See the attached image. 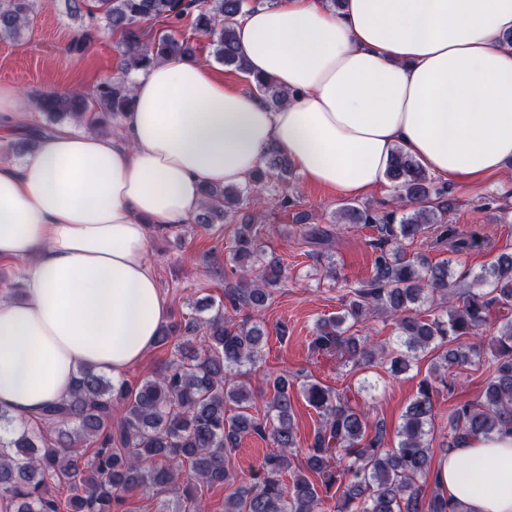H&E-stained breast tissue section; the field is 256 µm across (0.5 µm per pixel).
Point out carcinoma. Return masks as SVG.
Wrapping results in <instances>:
<instances>
[{
    "label": "carcinoma",
    "instance_id": "carcinoma-1",
    "mask_svg": "<svg viewBox=\"0 0 512 512\" xmlns=\"http://www.w3.org/2000/svg\"><path fill=\"white\" fill-rule=\"evenodd\" d=\"M96 2L105 27L122 34L127 72L192 56L187 39L165 33L144 46L138 29L147 20L176 29L191 15L195 34L215 38L216 59L249 74L237 43L236 17L265 0ZM35 7V0H0V34L20 35ZM252 84L273 108L286 100L270 78ZM36 104L53 121H86L90 129L104 131L133 110L134 98L127 84L104 81L92 93L45 92ZM291 174L288 157L269 148L247 185L205 188V203L192 223L208 228L222 219L232 222L242 207L262 204L270 190L277 194L276 206L287 209L293 206L286 186ZM386 176L394 184L397 205L382 211L348 202L336 212V224H364L377 232L371 242L373 275L351 292L340 311L319 319L312 346L341 355L353 369L387 357L396 374L434 354L431 375L407 405L396 441L346 393L307 380L302 392L319 421L307 448L300 449L293 382L286 373L266 377L263 418L249 413L253 392L240 376L260 361L266 337L254 314L266 309L285 269L261 242L252 217L242 214L227 258L241 271L239 283L224 289V302L216 306L205 298L198 301L197 310L212 311L209 317L173 321L156 337L158 344L177 339L179 360L133 384L115 383L85 367L66 397L49 405L35 426L14 427L13 418L0 409L5 425L0 498L10 501L13 512H123L127 494L152 490L160 495L179 483L194 512L204 509L202 489L213 485L231 488L224 512H460L437 485L425 496L419 481L432 472L428 437L436 400L455 391L449 368L478 362L488 377L475 399L448 408L442 449L457 448L469 436L512 433V252L498 255L474 277L473 287L457 294L448 262L410 260L406 245L433 234L432 244L466 252L484 239L476 230L463 232L448 223V189L437 186L412 157L396 151ZM304 237L320 246L331 241L329 230L316 224L304 230ZM418 302L435 309L423 316L413 308ZM374 315L392 321L395 347L373 345L370 337L354 332ZM115 399L123 410L116 421ZM249 436L269 441L277 451L240 475L229 467V457ZM308 470L320 483L308 478Z\"/></svg>",
    "mask_w": 512,
    "mask_h": 512
}]
</instances>
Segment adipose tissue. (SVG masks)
<instances>
[{"label":"adipose tissue","instance_id":"ef3b65f1","mask_svg":"<svg viewBox=\"0 0 512 512\" xmlns=\"http://www.w3.org/2000/svg\"><path fill=\"white\" fill-rule=\"evenodd\" d=\"M270 108L207 64L132 72L134 109L109 136L65 127L0 161V259L26 263L0 299V408L34 424L78 370L119 376L168 306L152 231L196 214L205 187L246 184L269 146L346 195L380 186L395 150L460 185L512 159V0H268L236 24ZM462 512H512V437L478 435L439 466Z\"/></svg>","mask_w":512,"mask_h":512}]
</instances>
